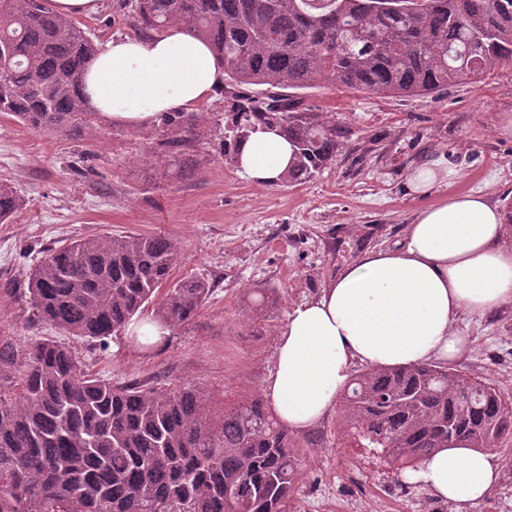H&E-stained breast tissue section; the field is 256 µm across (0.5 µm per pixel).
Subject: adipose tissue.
<instances>
[{
    "instance_id": "ef3b65f1",
    "label": "adipose tissue",
    "mask_w": 512,
    "mask_h": 512,
    "mask_svg": "<svg viewBox=\"0 0 512 512\" xmlns=\"http://www.w3.org/2000/svg\"><path fill=\"white\" fill-rule=\"evenodd\" d=\"M89 104L112 121L143 126L189 109L224 86V63L203 39L178 26L147 38L110 40L88 66ZM294 147L278 130L256 128L239 143L236 167L260 186L280 184ZM458 168L442 157L409 169L408 190L438 194L395 246L365 252L321 294L292 308L277 333L263 395L278 422L304 432L336 406L355 364L370 368L451 362L469 346L462 316L512 304V232L483 193L453 192ZM496 455L459 441L407 472L456 512L496 485Z\"/></svg>"
}]
</instances>
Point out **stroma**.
<instances>
[{"label": "stroma", "mask_w": 512, "mask_h": 512, "mask_svg": "<svg viewBox=\"0 0 512 512\" xmlns=\"http://www.w3.org/2000/svg\"><path fill=\"white\" fill-rule=\"evenodd\" d=\"M78 22L100 46L137 34L133 0H102L98 13ZM235 93L263 100L268 89L245 85ZM232 94L222 90L198 105L200 135L187 153L199 166L192 177L170 181L155 179L162 157L135 129L116 124L75 138L0 117V181L22 198L10 223L0 224V326L19 345L65 337L30 322L26 297L4 291L5 281H25L49 250L83 236L161 234L182 250L171 281L214 285L194 320L151 351L122 335L105 348L93 339L65 340L89 372L113 385L192 386L221 411L262 394L291 308L317 297L364 251L402 239L426 204L405 185L409 168L443 155L460 170L455 191L482 192L499 207L512 198V137L496 129L497 115L512 113V66L478 84L414 97L331 85L291 90L301 107L351 131L332 165L294 187H262L238 174ZM215 130L223 147L215 145ZM467 333L470 349L454 370L512 391V305L470 322ZM295 438L305 469L295 512H456L373 449L351 447L337 413ZM495 454L499 480L468 512H512V442Z\"/></svg>", "instance_id": "1"}]
</instances>
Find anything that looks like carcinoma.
Wrapping results in <instances>:
<instances>
[{"instance_id": "obj_1", "label": "carcinoma", "mask_w": 512, "mask_h": 512, "mask_svg": "<svg viewBox=\"0 0 512 512\" xmlns=\"http://www.w3.org/2000/svg\"><path fill=\"white\" fill-rule=\"evenodd\" d=\"M143 35L177 25L206 40L232 86L299 89L325 83L405 97L475 83L512 62V0H135ZM98 49L47 0H0V113L71 137H92L106 118L80 92ZM246 114L239 142L278 128L295 158L282 183L299 185L336 161L349 129L286 94H232ZM197 112H164L138 129L159 138V180L192 173L186 145ZM0 182V223L18 210ZM179 246L161 235L81 238L30 271L33 320L67 336L120 334L162 286L154 320L192 321L211 284L169 275ZM340 417L360 448L415 468L448 432L476 449L512 438V392L432 363L364 369L340 395ZM304 479L299 445L257 395L215 412L192 387H116L84 369L66 344L23 347L0 330V512H292Z\"/></svg>"}]
</instances>
